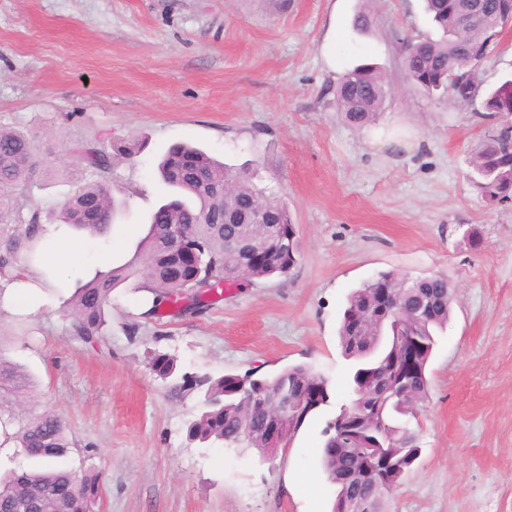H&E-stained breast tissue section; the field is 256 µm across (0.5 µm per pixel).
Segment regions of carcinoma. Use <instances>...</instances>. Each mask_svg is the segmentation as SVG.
<instances>
[{"label": "carcinoma", "mask_w": 512, "mask_h": 512, "mask_svg": "<svg viewBox=\"0 0 512 512\" xmlns=\"http://www.w3.org/2000/svg\"><path fill=\"white\" fill-rule=\"evenodd\" d=\"M425 9L441 36L410 43L405 56L408 83L430 95L444 94L448 87L462 101L472 99L477 83L470 72L495 52L497 37L504 28L505 13L512 11V0H425ZM388 88L378 67L361 64L345 72L336 85V108L345 121L358 128L376 120ZM492 114L509 119L512 115V78L492 89L484 102ZM501 137L491 136L472 161V183L491 202L512 199V152L500 145ZM70 151L78 155L91 179L77 182L62 208L61 223L68 229L102 236L114 224L117 204L112 197V166L134 152L130 146H114L105 152L88 144H77ZM40 166L38 149L30 137L0 127V283L9 284L21 275V263L42 261L46 225L40 211L23 213L18 199L33 182ZM162 182L180 197L159 205L151 214L146 235L137 245L133 258L107 272L98 271L85 283H77L71 299L70 335L83 342H100L107 335L112 290L130 279L137 288L152 295V305L144 315L160 316L162 306L185 302L200 307L204 297L217 295L226 285L243 279H264L285 275L290 266L274 251L277 236L292 224L287 205L256 188L245 177L217 162L206 152L185 144L172 147L159 163ZM228 188L226 195L217 191ZM245 210L268 215L251 233L273 250L265 264L243 267L226 239L236 225L221 223L224 210ZM182 225L190 242L199 247L192 261L183 251L184 243L173 242L170 228ZM395 294L404 313L402 330L423 346L418 374L404 386L369 385L372 416L342 405L336 424L345 430H363L367 421L384 423L404 458L387 477L379 479L372 464L355 448H339L336 435H328L320 454L326 475L336 478V500L350 506L364 496L376 498L379 512H390L388 490L399 483L419 458V438L409 427L419 402L429 391L427 368L435 345L434 331L448 324L452 289L448 279L433 276L427 281L380 272L350 291L340 320L338 336L343 355L354 361L351 378L364 368L381 371L389 359L381 336L390 320L374 314L372 304L381 302L380 289ZM153 372L166 380L174 376L175 359L152 352ZM239 376L218 378L208 375H182V386L204 391L203 410L191 421L187 434L191 441L221 444L226 448H280L304 423V411L283 425L273 439L266 422L275 415L267 406L252 412L244 406L245 395L234 393ZM311 382L329 389L330 380L306 365H292L271 378L248 384L249 390L272 397L290 387ZM33 391L31 377L17 365L0 357V395L23 398ZM13 439L28 457L37 460L32 469L10 471L0 476V506L29 502L37 512H92L100 482L99 474L76 472L58 464L68 453L69 442L62 419L43 412L21 421Z\"/></svg>", "instance_id": "cac0c4a2"}]
</instances>
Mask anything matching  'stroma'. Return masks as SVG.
<instances>
[{
    "label": "stroma",
    "mask_w": 512,
    "mask_h": 512,
    "mask_svg": "<svg viewBox=\"0 0 512 512\" xmlns=\"http://www.w3.org/2000/svg\"><path fill=\"white\" fill-rule=\"evenodd\" d=\"M368 12L369 28L352 29ZM345 65L376 64L392 92L367 128L340 117ZM423 0H0V126L39 145L42 173L21 198L56 224L78 170L70 145L135 146L115 165L119 211L107 240L38 300H0V356L26 371L25 406L0 401V474L31 465L11 441L22 413L66 424L62 465L100 474L93 512H331L324 430L353 399L338 328L349 292L382 271L441 275L454 290L435 333L426 399L411 425L420 456L390 494L394 512H512V200H486L468 161L499 132L486 93L512 75V25L466 104L408 86L404 44L437 38ZM188 143L285 202L297 228L287 276L225 289L203 312L144 318L151 296L112 292L110 331L85 343L65 305L77 280L135 252L169 192L155 176ZM108 252L110 263L98 256ZM188 375L271 377L295 364L330 399L273 459L190 441L203 394L163 380L152 352Z\"/></svg>",
    "instance_id": "1"
}]
</instances>
